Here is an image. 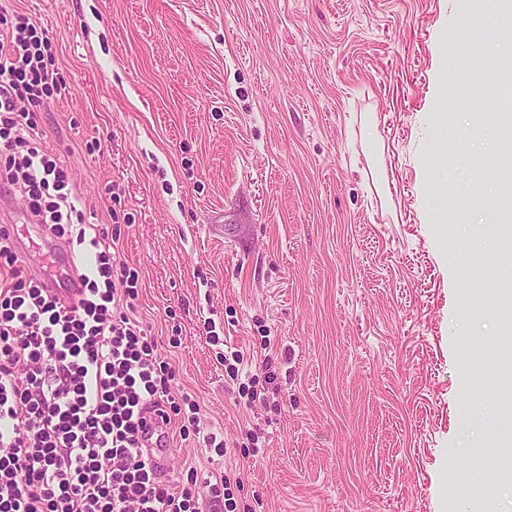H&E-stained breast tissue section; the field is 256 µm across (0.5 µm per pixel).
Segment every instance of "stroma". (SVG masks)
Segmentation results:
<instances>
[{
  "label": "stroma",
  "instance_id": "35a3bbf8",
  "mask_svg": "<svg viewBox=\"0 0 512 512\" xmlns=\"http://www.w3.org/2000/svg\"><path fill=\"white\" fill-rule=\"evenodd\" d=\"M16 13L69 89L41 145L118 234L188 397L170 471L225 476L237 512H512V458L475 464L512 431V299L464 272L512 275V223L461 161L497 152L502 101L454 107L512 56V0H0ZM1 224L37 274L55 238L6 188ZM236 351L270 357L268 405Z\"/></svg>",
  "mask_w": 512,
  "mask_h": 512
}]
</instances>
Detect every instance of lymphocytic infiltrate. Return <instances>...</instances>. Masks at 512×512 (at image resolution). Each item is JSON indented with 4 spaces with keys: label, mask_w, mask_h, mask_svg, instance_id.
Returning a JSON list of instances; mask_svg holds the SVG:
<instances>
[{
    "label": "lymphocytic infiltrate",
    "mask_w": 512,
    "mask_h": 512,
    "mask_svg": "<svg viewBox=\"0 0 512 512\" xmlns=\"http://www.w3.org/2000/svg\"><path fill=\"white\" fill-rule=\"evenodd\" d=\"M51 62L29 17L0 28V181L83 259L70 306L23 276L0 225V512H200L197 471L161 481L139 445L148 410L171 418L175 371L132 316L138 279L116 239L40 145L37 107L67 93Z\"/></svg>",
    "instance_id": "lymphocytic-infiltrate-1"
}]
</instances>
